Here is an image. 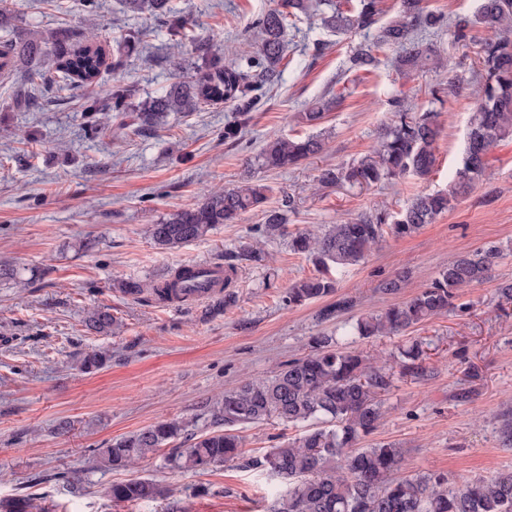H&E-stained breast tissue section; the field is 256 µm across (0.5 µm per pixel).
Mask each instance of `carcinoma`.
Segmentation results:
<instances>
[{
    "instance_id": "cac0c4a2",
    "label": "carcinoma",
    "mask_w": 512,
    "mask_h": 512,
    "mask_svg": "<svg viewBox=\"0 0 512 512\" xmlns=\"http://www.w3.org/2000/svg\"><path fill=\"white\" fill-rule=\"evenodd\" d=\"M319 4L330 10L321 21L331 32L376 31L375 42L350 56L353 69L374 64L373 49L382 46L399 48L396 64L404 74L424 67L430 60L439 67L447 66V61L423 38L427 32L444 28V17L427 9L423 0H401L398 15L383 26L378 25L380 0H357L354 9L343 7L341 0H284L283 9H272L256 21L259 39L249 48L258 58L255 83L272 84L278 76L285 54V9L310 14ZM13 6L14 0H0V28L5 32L0 40L1 82L12 78L18 64L47 59L57 73L59 89H94L99 85L105 53L94 38L71 43L65 30L13 34ZM124 7L133 14L148 11L159 19L171 13L168 0H124ZM475 21L494 30L495 36L481 47V80L466 146L447 190L420 194L393 217L382 212L362 214L318 232H288L287 212L293 209L289 199L264 211L266 235L288 238L289 250L310 255L319 267L318 274L289 286L288 306L333 294L336 283L328 276L330 266L358 264L384 234L408 236L451 210L454 202L468 195L482 177L490 148L512 136V0H479ZM244 80L233 65L209 68L191 81H179L164 94L143 100L133 109L134 121L138 128L151 130L170 112L190 113L207 103L233 100L242 92ZM335 104L334 99L316 100L300 113V118L315 124ZM437 117L436 112H413L402 100H393V119L383 129L372 153L352 165L322 169L319 185L369 187L409 175L427 176L436 162ZM323 150L324 142L316 137L274 135L254 157V164L260 169L286 170ZM268 192L269 186L248 176L232 188L213 192L202 202L149 224L148 235L160 249L187 245L205 238L217 225L232 224L261 207ZM502 257L503 248L497 245L456 256L411 299L358 319L355 334L362 338L395 335L448 313L458 291L490 278ZM236 273L235 263H224L226 306L236 303V296L229 291ZM197 277V273L180 268L159 281L119 279L113 287L132 296L149 293L164 302L179 297ZM86 324L107 333L116 320L108 310L97 308L89 313ZM425 355L423 342L415 341L399 349L396 358L402 372L419 375L424 371ZM393 386L394 373L387 363L372 362L340 346L335 336H314L306 355L288 361L269 376L246 379L225 390L210 404L216 430L194 438L186 448L170 449L167 460L187 471L229 462L261 471L283 486L268 512H512V471L462 487L440 473L398 477L402 448L385 441L363 445L379 427L385 415L382 396ZM270 421L304 424L306 429L260 456L246 457L237 430ZM188 426L184 419L172 418L119 438L96 453L97 466L105 470L132 467L172 443ZM108 494L116 503L133 504L153 500L165 492L153 480L137 477L111 485Z\"/></svg>"
}]
</instances>
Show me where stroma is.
<instances>
[{"label":"stroma","instance_id":"stroma-1","mask_svg":"<svg viewBox=\"0 0 512 512\" xmlns=\"http://www.w3.org/2000/svg\"><path fill=\"white\" fill-rule=\"evenodd\" d=\"M64 2L69 11L62 14L47 0H16L14 25L94 35L106 55L103 92L58 91L47 62L41 81L29 83L20 68L0 83V261L23 268L26 279L22 287L0 282V501L33 497L51 512H266L280 487L259 472L232 463L175 469L163 450L116 472L96 468L94 451L177 417L189 421L192 433L209 432L206 407L224 390L270 374L308 353L310 337L332 332L366 355L384 356L416 339L429 345L424 374L396 380L373 436L404 448L401 475L442 472L460 486L512 470V444L499 433L502 418H512V303L496 293L498 282L512 279V251L491 279L461 289L448 314L415 330L363 339L340 323L413 297L459 254L512 248V137L491 147L484 176L434 223L403 238L385 236L363 261L335 270L333 295L288 307L289 285L315 266L261 230L264 209L286 198L294 202L289 229L318 231L380 209L397 212L418 194L447 188L474 108L478 44L491 35L472 20L478 0H425L429 9L472 25L461 44L445 30L432 35L446 68L430 65L408 78L388 47L377 51L376 66L350 69V56L373 34L336 36L322 30L319 17L290 19L280 75L258 90L234 144L225 142L224 125L235 119L238 101L174 112L140 133L120 128L106 91L125 85L135 105L209 64L232 60L248 70L247 55L234 48L256 41L254 21L281 0H170L186 23L181 40L150 14L126 12L122 0H97L95 10L81 0ZM125 34L142 37L143 48L118 53L116 40ZM318 39L325 42L320 51ZM324 96L337 98L336 107L319 124H302L300 112ZM395 98L413 111L437 112L433 171L369 188L319 187L322 168L372 152ZM93 101L98 111H89ZM274 134L316 136L326 149L285 171H256L270 187L264 208L183 247L154 246L146 233L151 221L239 184L247 159ZM85 239L94 248L79 249ZM254 241L266 258L239 269L237 301L219 312L209 299L175 308L112 286L116 278L149 282L182 265L220 262ZM402 272L407 282L399 295L382 294L380 284ZM342 299L353 303L346 315H328ZM98 306L116 318L112 334L84 327ZM98 349L108 351L107 363L82 372L83 356ZM299 432L270 422L239 434L246 455L255 456ZM62 472L78 479L77 493L59 488L55 476ZM131 477L154 480L169 494L114 503L108 488Z\"/></svg>","mask_w":512,"mask_h":512}]
</instances>
